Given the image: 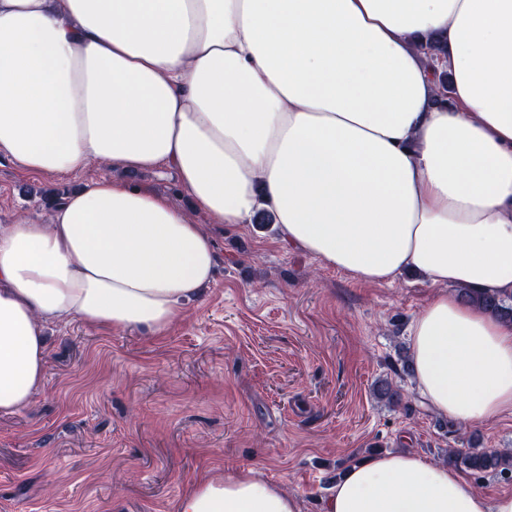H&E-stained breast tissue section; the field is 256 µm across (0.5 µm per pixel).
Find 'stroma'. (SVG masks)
Returning a JSON list of instances; mask_svg holds the SVG:
<instances>
[{
    "instance_id": "35a3bbf8",
    "label": "stroma",
    "mask_w": 512,
    "mask_h": 512,
    "mask_svg": "<svg viewBox=\"0 0 512 512\" xmlns=\"http://www.w3.org/2000/svg\"><path fill=\"white\" fill-rule=\"evenodd\" d=\"M111 174L94 161L32 177L1 157L0 226L46 222L43 192ZM130 179L205 222L174 173ZM209 230L215 278L164 335L54 328L43 389L0 415V512H174L199 475L247 468L299 497L303 512H322L337 475L369 455L438 463L474 435L512 448V413L449 425L403 368L433 286L354 282L280 243L272 226ZM380 378L400 387V406L374 396Z\"/></svg>"
}]
</instances>
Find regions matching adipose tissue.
<instances>
[{
	"mask_svg": "<svg viewBox=\"0 0 512 512\" xmlns=\"http://www.w3.org/2000/svg\"><path fill=\"white\" fill-rule=\"evenodd\" d=\"M1 156L114 174L49 223L0 229V415L42 389L51 325L160 336L212 283L204 225L126 178L163 169L211 220L269 211L282 242L355 281L422 276L419 391L458 424L512 412V323L457 294L512 303V0H0ZM175 512L302 505L248 468L201 475ZM323 512H512V495L385 452Z\"/></svg>",
	"mask_w": 512,
	"mask_h": 512,
	"instance_id": "obj_1",
	"label": "adipose tissue"
}]
</instances>
